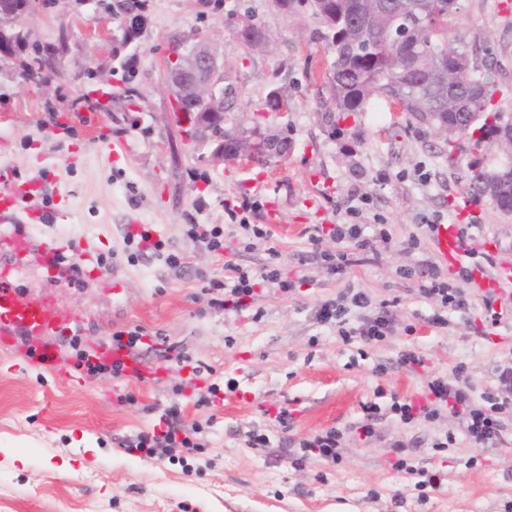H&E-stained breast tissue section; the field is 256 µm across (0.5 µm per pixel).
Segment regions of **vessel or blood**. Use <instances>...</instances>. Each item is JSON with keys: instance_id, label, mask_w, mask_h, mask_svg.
Wrapping results in <instances>:
<instances>
[{"instance_id": "b4317fda", "label": "vessel or blood", "mask_w": 512, "mask_h": 512, "mask_svg": "<svg viewBox=\"0 0 512 512\" xmlns=\"http://www.w3.org/2000/svg\"><path fill=\"white\" fill-rule=\"evenodd\" d=\"M46 186L42 178L19 183L11 173L0 175V347L26 351L29 368L51 372L62 382L69 383L75 381L76 375L62 361L59 346L51 342L50 337L70 328H81V319L57 309L48 300L18 297L8 286L12 273L34 258L46 276L63 277L69 267L64 266L63 261L68 258L81 276L98 281L101 287L118 293L124 280L94 260L91 239L82 238L64 248L57 237L38 240L32 236L29 225L60 223L69 208L62 198L36 214L20 211L18 201L22 196L45 190ZM434 245L443 262L461 268L468 266L469 254L456 226L438 225ZM90 359L95 363L121 362L126 377L145 385L153 384L163 371L160 363L133 357L109 343L98 344Z\"/></svg>"}]
</instances>
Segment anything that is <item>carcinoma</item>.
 Listing matches in <instances>:
<instances>
[{"mask_svg": "<svg viewBox=\"0 0 512 512\" xmlns=\"http://www.w3.org/2000/svg\"><path fill=\"white\" fill-rule=\"evenodd\" d=\"M120 10L143 24L146 0H121ZM294 11H308L321 24L324 39L332 52V61L321 77L316 90L321 110L329 122L336 115L349 116L363 111L373 98L390 101L415 120L435 128L453 120L459 121L461 132L475 136L474 147L494 140L500 117L493 112L497 88L488 78L494 61L475 71L465 67L451 74V85H441L426 69L427 58H437L444 65L474 58L477 49L448 45V30L457 12L430 15L423 28L414 22L410 0H288ZM408 33L404 53L393 49L398 31ZM133 44L127 37L112 51L113 73L119 84L112 96L125 103V111L141 106L143 100L136 54L122 50ZM15 47L26 50L23 70L40 79L60 71L63 58L45 56L40 45H32L26 34L18 35Z\"/></svg>", "mask_w": 512, "mask_h": 512, "instance_id": "obj_1", "label": "carcinoma"}]
</instances>
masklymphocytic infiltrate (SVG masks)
I'll list each match as a JSON object with an SVG mask.
<instances>
[{"label": "lymphocytic infiltrate", "instance_id": "f902f5d3", "mask_svg": "<svg viewBox=\"0 0 512 512\" xmlns=\"http://www.w3.org/2000/svg\"><path fill=\"white\" fill-rule=\"evenodd\" d=\"M123 244L128 263H136L150 252L162 258L171 268L177 269L183 265L182 255L166 251L164 242L153 240L149 230L126 234ZM421 276V295L434 300L438 305L437 310L428 317V324L442 328L448 324V312H469L471 302L465 292L449 285L436 263L426 262ZM263 284L274 285L283 291L295 286L294 280L282 273L274 261L256 274L231 263L225 264L223 277L208 281V288L213 293L211 304L218 309H244L247 297L253 296L255 288ZM368 305L369 298L364 292L346 291L334 299L322 302L316 316L319 322L338 324V334L343 342H351L356 336L368 343L382 341L392 329L386 317L365 320L352 329L343 325L350 307L365 308ZM494 377L493 389L476 392L463 366L459 365L455 367L453 376L435 375L428 379L429 396L425 404L417 406L411 401L396 398L390 410L406 424L418 416L429 421L435 420L445 410L463 417L465 434L473 447L486 448L503 444L507 441L503 417L512 412V358L499 361L494 368ZM182 411L181 403L171 404L164 413L167 426L165 433H139L131 440V447L158 458L171 454L178 447H195L196 437L203 433L204 426L197 420L185 421Z\"/></svg>", "mask_w": 512, "mask_h": 512}]
</instances>
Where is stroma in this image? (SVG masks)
<instances>
[{
	"label": "stroma",
	"instance_id": "stroma-1",
	"mask_svg": "<svg viewBox=\"0 0 512 512\" xmlns=\"http://www.w3.org/2000/svg\"><path fill=\"white\" fill-rule=\"evenodd\" d=\"M508 0H463L456 31L468 44L488 43L496 70L493 104L512 123V9ZM144 33L138 41V68L145 101L140 111L112 103L99 116L112 134L111 148L89 142L84 124L91 89L112 84L116 23L100 22L92 6L69 0L28 22L31 40L52 41L60 29L71 32V51L63 76L38 89L20 75V58L0 74V171L33 175L50 167L52 189L69 199L70 216L55 225L61 238L98 239L102 252H120L131 220L152 225L167 249L182 253L184 269L159 259L115 268L127 286L106 294L97 283L66 284L40 275L36 267L19 275V296L46 294L74 317L95 315L83 342L110 340L113 332L141 327L152 344L138 349L146 360L170 343L193 364L212 370L211 380L195 378L190 367H170L163 381L144 386L105 372L81 385L56 382L26 369L0 349V512H512V444L471 447L460 416L442 413L431 422L404 425L388 410L389 393L421 401L428 372H451L465 364L478 390L491 389L493 368L512 357V285L497 290L501 321L488 335L475 334L459 314L444 328L427 319L436 304L420 296V276L403 278L401 269H420L436 260L432 242L422 249L404 246L422 224H453L448 197L468 190L473 166L489 171L512 165V148L491 141L477 151L469 139H448L433 128L397 113L387 103L370 101L365 110L340 121L339 132L324 122L312 82L331 57L307 13H287L274 0H147ZM251 12L272 34L270 43L251 51L234 34L229 12ZM200 31L225 66L233 67L239 91L235 108L224 114L231 132L261 128L287 137V158L244 172L203 156L188 140L170 106L171 87L163 73L166 42L175 33ZM93 68L91 84L68 74ZM293 99L291 111L265 114L271 86ZM252 191L242 192L241 183ZM366 196L361 223L382 219L392 239L372 240L356 249L346 244L355 264L347 274L328 275L307 241L308 230L350 223L352 194ZM253 208L250 221H266L269 202L282 217L268 242L247 246L228 217L242 202ZM476 221L492 247V265L478 284L446 270L450 284L471 300L479 318L484 287L497 265L512 264V212L489 199L477 202ZM185 224H220L226 248L217 258L181 233ZM278 258L300 288L284 294L271 286L256 288L244 312L218 311L210 304L206 281L222 276L225 263L258 271ZM364 291L367 308H351L347 327L387 314L393 330L384 341L343 343L336 324L316 318L321 302L343 289ZM416 349L425 368L400 363L401 352ZM219 391L211 408H195L209 382ZM189 400L186 418L212 419L201 448L164 458L125 448L126 440L159 425L176 387ZM382 398H375V391ZM129 392L136 400L118 401ZM378 399L383 413L376 434H359L362 403ZM293 417L281 433L278 408ZM339 427L345 442L336 462L302 459L295 441ZM258 430L271 438L267 448H247L243 435ZM455 442L441 447L446 433ZM410 441L396 453L394 440ZM441 474L440 489L420 487L417 470Z\"/></svg>",
	"mask_w": 512,
	"mask_h": 512
}]
</instances>
